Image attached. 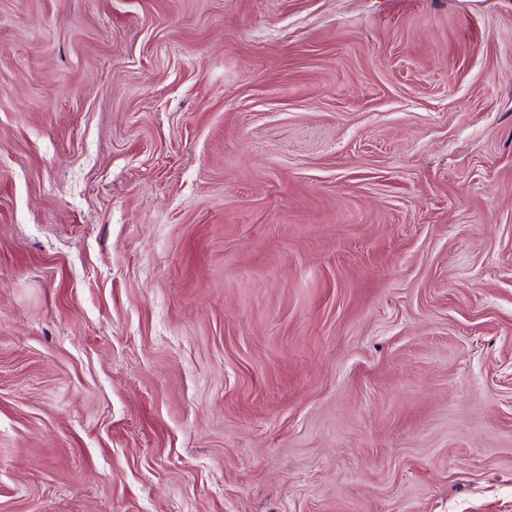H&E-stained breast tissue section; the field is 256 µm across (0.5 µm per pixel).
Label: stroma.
I'll return each mask as SVG.
<instances>
[{
	"instance_id": "obj_1",
	"label": "stroma",
	"mask_w": 512,
	"mask_h": 512,
	"mask_svg": "<svg viewBox=\"0 0 512 512\" xmlns=\"http://www.w3.org/2000/svg\"><path fill=\"white\" fill-rule=\"evenodd\" d=\"M0 512H512V0H0Z\"/></svg>"
}]
</instances>
